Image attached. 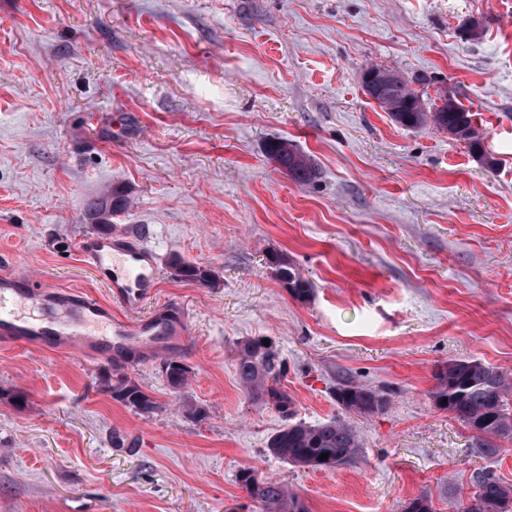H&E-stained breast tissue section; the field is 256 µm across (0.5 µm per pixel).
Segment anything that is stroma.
I'll list each match as a JSON object with an SVG mask.
<instances>
[{
  "instance_id": "1",
  "label": "stroma",
  "mask_w": 512,
  "mask_h": 512,
  "mask_svg": "<svg viewBox=\"0 0 512 512\" xmlns=\"http://www.w3.org/2000/svg\"><path fill=\"white\" fill-rule=\"evenodd\" d=\"M371 65L460 100L482 154L396 125L362 89ZM274 138L318 179L278 171ZM115 187L132 203L113 225L164 268L154 304L185 313L190 379L173 392L158 355L123 365L156 403L139 413L100 387L111 361L0 342V512H262L247 466L309 512H404L423 492L462 512L475 472L512 484V439L479 453L430 397L451 359L512 371V0H0V270L106 298L78 245ZM175 256L217 285L175 277ZM248 339L286 361L296 419L344 414L347 380L387 392L382 413L346 414L354 464L268 451L284 420L240 384ZM271 260L278 280L294 298L298 300L310 298L313 288L308 279L303 277L284 257L276 254Z\"/></svg>"
}]
</instances>
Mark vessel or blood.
I'll return each mask as SVG.
<instances>
[{
	"mask_svg": "<svg viewBox=\"0 0 512 512\" xmlns=\"http://www.w3.org/2000/svg\"><path fill=\"white\" fill-rule=\"evenodd\" d=\"M79 253L110 301L1 272L0 340L91 358L171 351L186 333V317L179 309L149 305L161 279L155 251L136 236L100 232L83 238Z\"/></svg>",
	"mask_w": 512,
	"mask_h": 512,
	"instance_id": "b4317fda",
	"label": "vessel or blood"
}]
</instances>
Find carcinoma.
<instances>
[{"mask_svg": "<svg viewBox=\"0 0 512 512\" xmlns=\"http://www.w3.org/2000/svg\"><path fill=\"white\" fill-rule=\"evenodd\" d=\"M395 87L376 97L378 107L396 124L423 128L429 124L448 132V135L469 143L471 149L482 147L481 135L472 121V113L460 102L453 109L448 105L427 104L396 75ZM267 153L280 170L296 182L316 178L317 169L311 158L284 139L268 143ZM112 199V211L120 213L129 203L126 192L118 187L91 200L86 207L88 219L98 229L112 230V225L100 221L102 201ZM272 265L278 280L296 299L306 300L313 292L311 282L303 277L287 259L274 255ZM173 267L182 269L181 278L204 287L217 283V275L194 263L176 259ZM283 360L272 347L257 340L241 343L237 350L236 372L247 395L264 405L274 404L286 423L267 443L268 451L291 465L329 469L355 461L360 442L346 421L332 417L316 424L293 420V399L279 383ZM163 374L176 390L186 386L189 369L181 361H164ZM430 396L437 408L452 414L474 432L475 447L486 456L499 452L498 441L512 439V373L499 367L471 359H450L437 368ZM100 387L128 407L148 412L155 401L144 388L123 373H106L99 379ZM336 402L346 411L360 415L383 412L389 405L387 393L354 382H343L336 388ZM329 453L321 461L319 456ZM239 483L250 496L264 506V512H307L299 497L282 485L265 481L256 469L244 467L239 471ZM475 502L464 512H512V485L504 483L491 471L473 475Z\"/></svg>", "mask_w": 512, "mask_h": 512, "instance_id": "carcinoma-1", "label": "carcinoma"}]
</instances>
